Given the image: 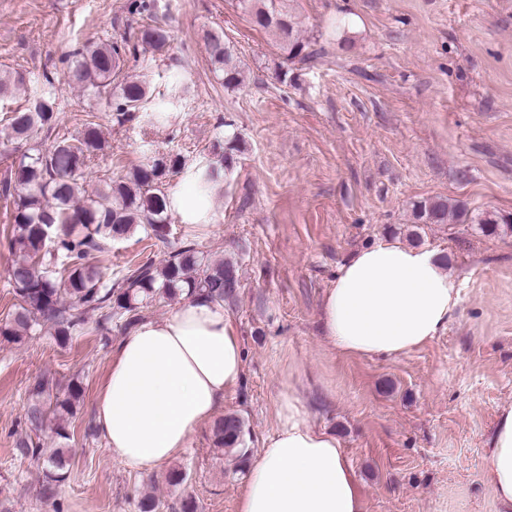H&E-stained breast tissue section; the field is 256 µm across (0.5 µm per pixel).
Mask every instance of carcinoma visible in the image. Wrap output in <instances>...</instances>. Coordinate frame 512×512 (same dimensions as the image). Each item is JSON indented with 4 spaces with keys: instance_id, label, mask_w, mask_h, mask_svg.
<instances>
[{
    "instance_id": "1",
    "label": "carcinoma",
    "mask_w": 512,
    "mask_h": 512,
    "mask_svg": "<svg viewBox=\"0 0 512 512\" xmlns=\"http://www.w3.org/2000/svg\"><path fill=\"white\" fill-rule=\"evenodd\" d=\"M291 0H238L250 23L266 33L289 62L310 57V39L296 21ZM170 42L169 31L160 23L142 25L121 41L89 44L74 53L64 75L65 82L84 96L103 101L112 109V121L124 124L145 108L151 97L149 86L123 73L128 56L146 45L162 54ZM213 71L221 76L226 90L244 82V68L237 53L218 32L205 34ZM25 84L21 73L0 75V97ZM8 130L7 140L26 146L18 166L0 181V200L8 224L9 250L16 256L8 276L17 303L5 321L0 336L20 342L46 324L54 335L66 341L85 332L89 318L98 316L99 328L117 318L130 330L142 319V309L158 295L203 296L231 300L237 295L239 277L230 261L214 262L191 243L174 248L157 266L146 262L121 278H106L100 266L91 261L114 241L128 237L140 225L166 244L169 235L170 202L163 179L182 168L180 157L148 160L136 167L124 181L103 175L100 187L91 195L82 193L87 162L102 149L99 124L89 115L75 135L58 134L55 145L42 147L37 135L58 126V112L52 95L41 93L0 117ZM241 150L238 137L214 144V160L198 167L200 185L210 190L219 185ZM414 217L423 224H465L468 210L460 203L442 197L414 204ZM81 393L71 387L60 397L53 393V382L38 379L30 389L31 403L26 419L39 430L54 419L53 433L68 438V416L72 402ZM243 421L228 414L215 427V442L225 448L240 444ZM67 449L56 448L49 455V470L41 498L55 499L67 474Z\"/></svg>"
}]
</instances>
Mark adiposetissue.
I'll return each instance as SVG.
<instances>
[{"instance_id":"ef3b65f1","label":"adipose tissue","mask_w":512,"mask_h":512,"mask_svg":"<svg viewBox=\"0 0 512 512\" xmlns=\"http://www.w3.org/2000/svg\"><path fill=\"white\" fill-rule=\"evenodd\" d=\"M459 304L456 278L433 251L381 240L342 265L321 309L331 347L397 357L444 330ZM244 354L223 302L189 298L146 319L112 352L95 398L96 425L113 460L149 470L176 458L239 384ZM247 465L237 512H364L361 490L335 435L309 426L298 400ZM482 478L497 512H512V405L485 442Z\"/></svg>"}]
</instances>
